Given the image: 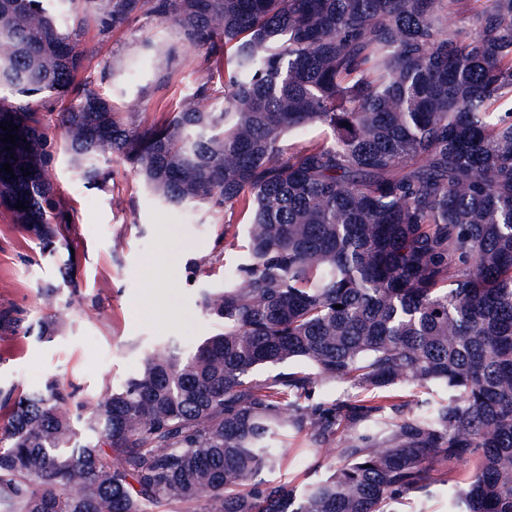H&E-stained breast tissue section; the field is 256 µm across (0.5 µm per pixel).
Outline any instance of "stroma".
Instances as JSON below:
<instances>
[{
	"label": "stroma",
	"mask_w": 512,
	"mask_h": 512,
	"mask_svg": "<svg viewBox=\"0 0 512 512\" xmlns=\"http://www.w3.org/2000/svg\"><path fill=\"white\" fill-rule=\"evenodd\" d=\"M174 40L171 28L149 17L106 35L88 27L81 35L91 56L85 75L111 99L113 111L136 110L149 122L177 111L203 84L222 101L223 80L202 52L181 47L171 63L161 65L154 44ZM131 59L137 62L131 78H103L104 69ZM66 105L65 99L47 98L40 115L54 145L56 193L71 218L77 286L69 288L59 274L65 253L40 254L13 214L0 208V306L17 309L27 325L55 323L48 339L0 336V388L28 393L54 378L75 389L77 402L91 406L120 388L160 341L188 344L220 331V323L202 311L200 297L223 287L234 272L238 255L224 246V223L241 222L242 216L163 205L117 161L106 186L89 185L73 167L57 125ZM274 443L280 460L262 479L306 481V435L288 428Z\"/></svg>",
	"instance_id": "stroma-1"
}]
</instances>
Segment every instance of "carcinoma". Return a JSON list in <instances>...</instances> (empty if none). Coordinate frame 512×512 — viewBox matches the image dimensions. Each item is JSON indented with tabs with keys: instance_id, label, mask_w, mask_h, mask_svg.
Here are the masks:
<instances>
[{
	"instance_id": "1",
	"label": "carcinoma",
	"mask_w": 512,
	"mask_h": 512,
	"mask_svg": "<svg viewBox=\"0 0 512 512\" xmlns=\"http://www.w3.org/2000/svg\"><path fill=\"white\" fill-rule=\"evenodd\" d=\"M142 15L226 64L221 108L203 85L145 125L77 80L84 29ZM1 46L0 207L43 250L68 225L46 94L88 183L118 160L163 204L247 221L201 297L221 332L90 408L57 381L0 392V512H393L439 483L451 512H512V0H0ZM285 427L327 470L302 490L258 479Z\"/></svg>"
}]
</instances>
